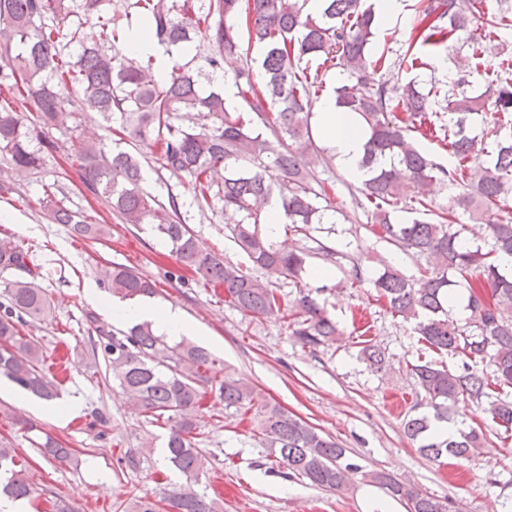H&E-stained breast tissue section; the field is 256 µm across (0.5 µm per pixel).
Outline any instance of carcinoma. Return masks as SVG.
Here are the masks:
<instances>
[{"label":"carcinoma","instance_id":"obj_1","mask_svg":"<svg viewBox=\"0 0 512 512\" xmlns=\"http://www.w3.org/2000/svg\"><path fill=\"white\" fill-rule=\"evenodd\" d=\"M110 0H0V159L4 169L22 177L42 172L48 155L63 151L76 158L85 191L123 224H148L167 241L177 270L189 272L207 287L224 290L225 300L255 317L292 312L291 336L317 347L341 334L329 316L323 289L303 285L309 259L334 262L342 256L318 243L314 250L279 247L266 231L263 205L278 192L277 205L289 230L306 234L312 224H336L327 212L350 217L333 206L329 184L315 168L325 162L314 140L309 102L322 87L319 74L299 67L306 56L318 67L339 62L349 81L336 86V105L360 116L368 133L362 166L368 177L354 196L377 234L416 262L418 275L407 276L385 264L365 277L352 267L351 285L368 280L393 316L414 324L428 350L464 358L463 371L431 361L407 366L420 400L404 418L410 439L424 457L469 460L484 447V434L460 428L453 437L436 425L455 421L465 400L488 404L493 421L512 430V271L500 264L512 257V211L498 205L512 193V61L499 63L496 78H486L477 62L452 81L458 92L423 93L415 80L402 87L377 81L374 71L392 65L386 55L373 56L377 17L367 0H322L315 14L303 12L300 0H127L149 28L153 40L173 58L167 79L153 72L154 56L140 64L119 46L129 28L108 14ZM75 17V27L62 22ZM487 28L512 26L509 9L489 11L485 0H429L418 10L416 34L398 63L413 71L423 64L415 43L473 45L472 19ZM212 46L205 66L188 58L196 39ZM259 57L234 70L243 114L231 117L224 88L206 90L205 70L224 69L243 55V45ZM444 95L448 123L436 124L438 112L429 97ZM88 102L105 123L110 142H90L75 134L74 100ZM406 115H397L399 106ZM437 128L448 134L454 163L446 166L420 150L409 132ZM67 136L63 142L53 131ZM493 136L492 145L485 143ZM158 155L161 167L188 180L200 211H233L238 219L232 238L248 264H234L206 251L180 218L178 197L162 202L142 187V148ZM224 178L215 180L219 169ZM451 191L449 204L435 205L424 187ZM65 190L44 185L41 209L59 224H73L85 238L101 236L92 216L65 205ZM486 225L488 249L470 247L460 216ZM18 272L3 281L0 294V376L33 395L51 401L59 396L57 379L45 370L34 338L23 334L26 318L44 315L50 301L39 285L42 266L36 251L0 239V271ZM101 282L121 300L152 298L155 283L130 268H101ZM290 280L299 295L288 304L272 288ZM468 291V316L460 326L448 314V297L458 287ZM93 356H102L105 373L151 424L168 429V461L188 478L203 471L205 457L195 447L194 415L207 395L224 408L254 413L263 447L270 449L287 475L302 477L328 491H342L362 467L350 462L347 449L278 405H255L253 390L233 375L207 376L215 359L185 338L170 342L142 322L126 331L95 327ZM360 359L373 371L387 363L385 350L366 342ZM486 364L488 375L473 371ZM40 454L76 464L75 450L46 437L35 442ZM402 501L407 512H453L452 503L407 485L386 471L363 474ZM26 471L17 468L13 449L0 446V499H30ZM129 512H216L214 499L190 488H173L159 500L141 496Z\"/></svg>","mask_w":512,"mask_h":512}]
</instances>
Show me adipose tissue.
Returning <instances> with one entry per match:
<instances>
[{
    "instance_id": "obj_1",
    "label": "adipose tissue",
    "mask_w": 512,
    "mask_h": 512,
    "mask_svg": "<svg viewBox=\"0 0 512 512\" xmlns=\"http://www.w3.org/2000/svg\"><path fill=\"white\" fill-rule=\"evenodd\" d=\"M314 110L323 145L335 156L352 181L362 182L367 171L360 165L365 136L359 121L353 113L338 108L331 95L317 101ZM112 316L130 322L152 321L159 333L175 340L195 331L194 325L180 312L172 309L159 311L147 303L114 308Z\"/></svg>"
}]
</instances>
